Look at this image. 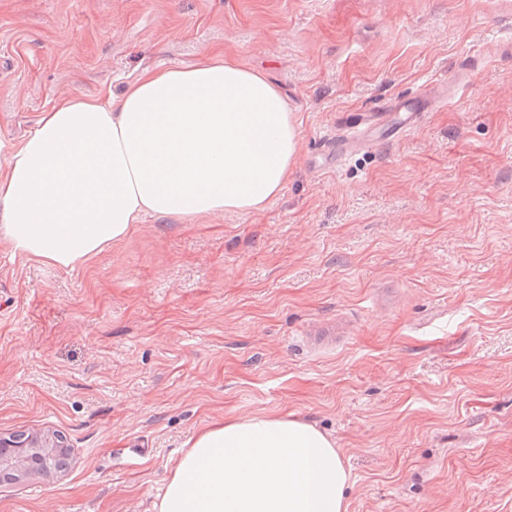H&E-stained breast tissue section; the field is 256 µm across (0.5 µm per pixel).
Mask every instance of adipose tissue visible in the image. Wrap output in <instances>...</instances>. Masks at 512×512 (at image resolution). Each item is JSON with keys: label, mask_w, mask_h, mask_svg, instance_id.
<instances>
[{"label": "adipose tissue", "mask_w": 512, "mask_h": 512, "mask_svg": "<svg viewBox=\"0 0 512 512\" xmlns=\"http://www.w3.org/2000/svg\"><path fill=\"white\" fill-rule=\"evenodd\" d=\"M297 128L262 72L209 56L120 94L64 96L0 140V247L71 269L145 216L258 211L288 179ZM335 441L289 414L227 417L186 443L155 512H347Z\"/></svg>", "instance_id": "ef3b65f1"}]
</instances>
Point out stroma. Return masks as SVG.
I'll use <instances>...</instances> for the list:
<instances>
[{
  "label": "stroma",
  "mask_w": 512,
  "mask_h": 512,
  "mask_svg": "<svg viewBox=\"0 0 512 512\" xmlns=\"http://www.w3.org/2000/svg\"><path fill=\"white\" fill-rule=\"evenodd\" d=\"M512 0H0V138L62 93L222 52L288 100L298 152L259 212L145 217L62 270L0 248V437L65 468L0 512H154L209 420L294 413L347 512H512ZM437 80L414 129L325 136ZM327 157L338 165L345 156L369 145L372 140L358 127H350L346 134H336L325 138Z\"/></svg>",
  "instance_id": "stroma-1"
}]
</instances>
